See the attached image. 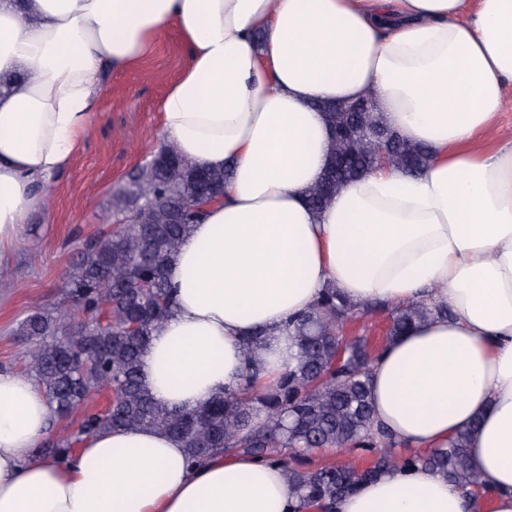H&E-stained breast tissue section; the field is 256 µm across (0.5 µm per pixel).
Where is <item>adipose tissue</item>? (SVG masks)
Returning a JSON list of instances; mask_svg holds the SVG:
<instances>
[{
    "label": "adipose tissue",
    "mask_w": 512,
    "mask_h": 512,
    "mask_svg": "<svg viewBox=\"0 0 512 512\" xmlns=\"http://www.w3.org/2000/svg\"><path fill=\"white\" fill-rule=\"evenodd\" d=\"M176 29L188 62L158 107L164 142L231 171L171 265L174 310L142 378L193 409L244 381L246 338L308 311L324 288L361 306L422 302L448 318L387 343L372 368L378 424L435 448L475 426L471 495L424 466L363 482L333 512H512V0H0V262L93 125L103 74ZM374 91L430 152L378 167L322 210L320 103ZM51 406L0 371V512H295L280 465L246 454L190 465L181 440L127 429L36 455Z\"/></svg>",
    "instance_id": "obj_1"
}]
</instances>
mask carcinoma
Segmentation results:
<instances>
[{"mask_svg":"<svg viewBox=\"0 0 512 512\" xmlns=\"http://www.w3.org/2000/svg\"><path fill=\"white\" fill-rule=\"evenodd\" d=\"M331 129L358 119L387 132L394 142L386 165L407 172L428 160L426 147L401 137L380 111L363 114L348 106L327 113ZM376 146L358 136H332L330 160L323 177L309 191L319 211L349 182L366 171ZM169 164L138 167L112 206L113 229L90 240L89 260L72 265L62 286V305L39 310L18 325V335L33 344L26 364L58 419L68 418L89 395H111L103 412H88L78 435L114 429L150 428L178 437L191 458L218 452H243L275 462L288 473L293 494L305 508L328 509L353 493L363 481L392 468H432L464 491L479 485L468 458L469 434L460 432L446 447L424 454L394 456L396 447L374 427L370 393L372 365L382 346L357 337L342 345L347 325L366 309L344 299L334 288L323 290L317 303L288 323L296 348L295 365L271 391L256 392L249 374L235 391L221 392L192 410L155 402L143 384V356L153 333L171 314L170 265L181 242L202 216L204 190H221L229 171L207 169L163 145ZM448 310L411 302L387 309L384 339L401 335ZM273 332L260 330L245 342L259 357ZM74 440L57 435L36 452L58 458L72 452ZM323 448H355L373 457L355 470L343 465L304 466V459Z\"/></svg>","mask_w":512,"mask_h":512,"instance_id":"carcinoma-1","label":"carcinoma"}]
</instances>
